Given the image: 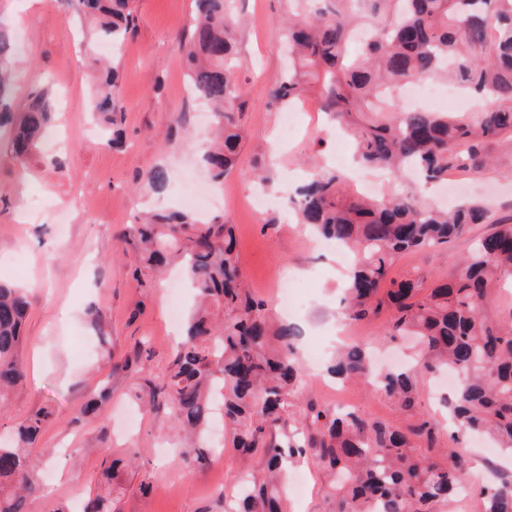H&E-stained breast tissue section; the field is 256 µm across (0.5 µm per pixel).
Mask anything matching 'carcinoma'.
<instances>
[{"label":"carcinoma","instance_id":"carcinoma-1","mask_svg":"<svg viewBox=\"0 0 512 512\" xmlns=\"http://www.w3.org/2000/svg\"><path fill=\"white\" fill-rule=\"evenodd\" d=\"M310 9L286 14L288 70L271 91V103L287 108L314 95L355 143L358 163L385 169L399 181L408 166L426 184L448 179L451 169L478 171L483 143L512 138V0H294ZM189 35L177 41L197 93L214 109L220 144L203 136L197 148L216 185L233 170L243 136L235 113L245 99L236 78L239 47L229 13L234 0H192ZM73 18L91 28L90 37L122 43L134 29L128 0H67ZM367 26L372 37L357 58L347 55L354 31ZM14 42L0 27V130L8 127L16 157L41 148L51 106L33 92L22 111L11 106L8 66ZM93 113L107 142H122L120 75L115 64L97 69ZM444 77L459 90L489 101L470 115L428 107L403 110L392 100L395 88ZM154 192L169 182L155 166L142 175ZM296 218L325 239L350 249L356 261L347 274L343 316L351 322L377 319L390 310L385 338L411 336L417 370L373 368L359 343L336 350L328 373L339 381L376 376L406 427L340 412L306 391L300 359V328L275 321L268 303L243 284L234 226L224 217L199 218L186 212L155 213L122 233L134 252L129 276L138 288L151 287V274L178 259L196 305L186 340L165 371L154 375L151 354L139 347L113 365L145 377L135 398L148 408H167L176 425L202 434L216 417L214 391L222 395L224 425L238 455L258 457L264 471L237 474L231 486L232 512H285L278 476L285 465L312 458L333 478L330 512H441L452 496L466 494L472 512H512V476L477 489L466 483L463 436H487L512 455V298L494 316L485 314L497 287L512 283V223L478 238L450 283L421 294L424 279L400 275L398 256L447 244L470 225L483 224L488 209L463 202L441 212L410 192L381 200L351 190L345 177L321 169L296 190ZM30 301L27 289L0 283V410L25 377L20 351ZM449 370L456 376L448 415L458 423L448 447H435L438 429L421 410L416 372ZM110 384L82 403L74 420L100 414ZM55 415L45 405L17 422L0 441V512H30L46 495L32 454ZM291 432L283 442L273 430ZM211 449L195 443L179 456L197 466ZM124 460L105 450L100 474L107 493L83 512H110L113 481Z\"/></svg>","mask_w":512,"mask_h":512}]
</instances>
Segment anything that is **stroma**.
Returning <instances> with one entry per match:
<instances>
[{
	"mask_svg": "<svg viewBox=\"0 0 512 512\" xmlns=\"http://www.w3.org/2000/svg\"><path fill=\"white\" fill-rule=\"evenodd\" d=\"M129 5L134 31L116 48L97 45L92 54L120 66L126 143L114 149L102 145L91 116V56L80 54V33L68 23L63 0H0V18L17 43L13 106L22 109L34 87L49 89L55 102L51 132L64 140L59 148L45 145L22 160L11 149L9 133H0V279L27 288L31 296L21 350L26 380L0 411V435H9L38 407L54 405L55 415L35 447L48 491L40 512L104 493L96 453L103 444L140 452L121 475L125 491L113 501L115 512H224L222 493L231 476L260 471L261 460L242 458L229 448L203 468L179 462L184 439L169 412L135 411L139 374L111 369L112 361L132 355L141 342L153 353L151 368L160 369L182 334L169 320L168 281L136 288L127 275L129 247L119 234L140 212L178 206L186 187L206 178L190 139L213 125L187 99L188 71L174 51L187 31L191 0H130ZM284 10L283 0L237 4L238 78L247 100L240 117L243 146L224 180L223 199L212 203L208 214L234 225L239 262L256 296L274 301L279 271L303 281L310 301L292 320L303 331V346L328 348L336 342L345 270L335 249L314 248L311 234L279 200L293 193L305 160L313 157L334 167L336 143L317 132L330 122L322 112L300 113L307 128L302 144L281 140L284 111L272 105L270 93L287 63L279 24ZM485 152L491 166L481 176L492 188L474 191L471 198L487 203L489 223L472 225L449 244L402 254L397 271L421 275L430 284L448 280L475 239L512 217V139L486 142ZM273 162L282 188L269 195L264 209H253L251 200L261 193L253 173ZM160 164L170 180L157 194L138 177ZM92 306L105 313L104 328L89 323L86 312ZM105 378L112 381V398L104 412L73 422V410ZM347 396L365 417L406 421L392 400L367 384H351ZM303 470L311 490L291 497L292 512H327L330 476L312 463ZM144 479L151 485L145 495L139 490Z\"/></svg>",
	"mask_w": 512,
	"mask_h": 512,
	"instance_id": "1",
	"label": "stroma"
}]
</instances>
